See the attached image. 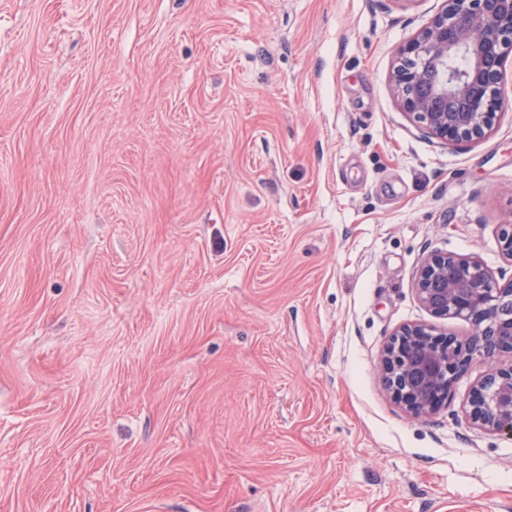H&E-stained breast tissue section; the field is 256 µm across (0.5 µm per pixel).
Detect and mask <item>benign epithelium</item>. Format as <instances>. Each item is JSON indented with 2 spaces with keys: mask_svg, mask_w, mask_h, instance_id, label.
Returning a JSON list of instances; mask_svg holds the SVG:
<instances>
[{
  "mask_svg": "<svg viewBox=\"0 0 512 512\" xmlns=\"http://www.w3.org/2000/svg\"><path fill=\"white\" fill-rule=\"evenodd\" d=\"M444 6L399 49L391 75L401 110L445 146L486 137L500 111L502 67L512 53V0H443ZM416 294L435 317L461 318L472 333L460 341L430 324L392 334L381 360L391 396L416 416L448 402L453 384L476 360L512 354V279L500 283L479 261L435 251L419 265ZM471 422L512 439V366L474 385Z\"/></svg>",
  "mask_w": 512,
  "mask_h": 512,
  "instance_id": "obj_1",
  "label": "benign epithelium"
}]
</instances>
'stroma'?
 <instances>
[{
  "label": "stroma",
  "mask_w": 512,
  "mask_h": 512,
  "mask_svg": "<svg viewBox=\"0 0 512 512\" xmlns=\"http://www.w3.org/2000/svg\"><path fill=\"white\" fill-rule=\"evenodd\" d=\"M442 0H0V512H512L474 363L379 370L442 250L512 262V111L444 146L399 47Z\"/></svg>",
  "instance_id": "obj_1"
}]
</instances>
